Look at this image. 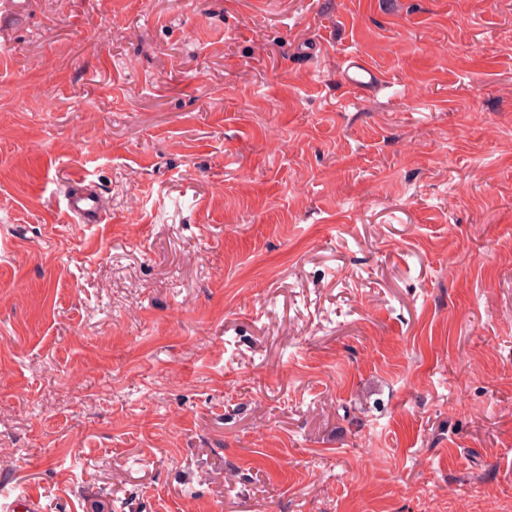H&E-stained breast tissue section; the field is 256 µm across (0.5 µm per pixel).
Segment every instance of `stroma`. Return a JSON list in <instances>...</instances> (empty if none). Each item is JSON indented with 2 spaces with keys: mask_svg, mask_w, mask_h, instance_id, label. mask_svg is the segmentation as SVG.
Masks as SVG:
<instances>
[{
  "mask_svg": "<svg viewBox=\"0 0 512 512\" xmlns=\"http://www.w3.org/2000/svg\"><path fill=\"white\" fill-rule=\"evenodd\" d=\"M31 2L0 504L512 508V0ZM80 177L102 223L63 212ZM341 72L344 83L351 88L373 92L383 86L380 72L356 54L344 57Z\"/></svg>",
  "mask_w": 512,
  "mask_h": 512,
  "instance_id": "stroma-1",
  "label": "stroma"
}]
</instances>
